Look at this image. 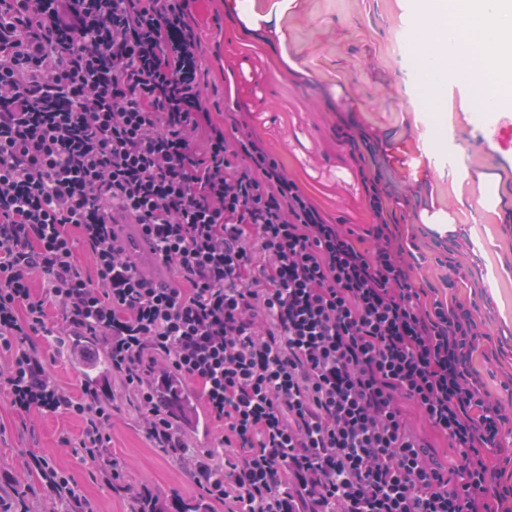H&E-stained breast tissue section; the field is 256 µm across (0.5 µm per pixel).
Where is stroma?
Masks as SVG:
<instances>
[{"mask_svg":"<svg viewBox=\"0 0 512 512\" xmlns=\"http://www.w3.org/2000/svg\"><path fill=\"white\" fill-rule=\"evenodd\" d=\"M227 0H190L205 46L214 111L246 113L251 127L289 176L332 223L365 232L373 222L364 177L378 176L403 243L412 245L409 274L423 302L460 304L480 331L470 368L506 421L499 446L512 484V103L481 110V88L454 81L448 110L422 101L412 0H257L270 22L254 29ZM365 135L376 151L368 173L351 154L349 136ZM452 232H439V225ZM57 380L75 395L87 383L79 361L58 354L53 338L36 337ZM112 416L109 457L118 480L72 454L80 418H18L0 401V495L23 494L32 512L51 500L24 460L33 452L75 481L90 512H130V492L149 489L170 505L224 512L206 498L180 461L152 447L126 400L122 377L103 369L97 388Z\"/></svg>","mask_w":512,"mask_h":512,"instance_id":"35a3bbf8","label":"stroma"}]
</instances>
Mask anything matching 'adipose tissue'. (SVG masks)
<instances>
[{"instance_id":"1","label":"adipose tissue","mask_w":512,"mask_h":512,"mask_svg":"<svg viewBox=\"0 0 512 512\" xmlns=\"http://www.w3.org/2000/svg\"><path fill=\"white\" fill-rule=\"evenodd\" d=\"M417 59L424 68L423 98L436 111L445 109L446 71L468 83L481 82L490 68L512 67V0H414ZM481 53L486 66L465 69L461 57Z\"/></svg>"}]
</instances>
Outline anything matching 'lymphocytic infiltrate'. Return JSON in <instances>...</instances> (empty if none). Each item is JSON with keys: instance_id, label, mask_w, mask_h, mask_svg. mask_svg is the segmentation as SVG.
Here are the masks:
<instances>
[{"instance_id": "lymphocytic-infiltrate-1", "label": "lymphocytic infiltrate", "mask_w": 512, "mask_h": 512, "mask_svg": "<svg viewBox=\"0 0 512 512\" xmlns=\"http://www.w3.org/2000/svg\"><path fill=\"white\" fill-rule=\"evenodd\" d=\"M189 0H0V396L67 414L105 481L111 424L49 371L36 336L102 337L153 447L224 512H512L490 459L503 417L470 372L476 323L424 309L378 178L374 250L330 223L254 137L203 94ZM169 279L144 275L113 213ZM192 383L214 422L197 452L152 376ZM411 403L461 462L436 464ZM50 497L72 478L30 455Z\"/></svg>"}]
</instances>
